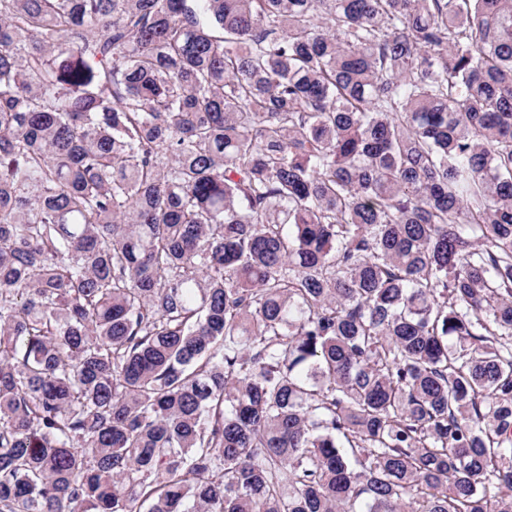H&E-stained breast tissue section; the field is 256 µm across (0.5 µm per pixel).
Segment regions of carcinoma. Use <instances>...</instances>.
Listing matches in <instances>:
<instances>
[{
  "instance_id": "obj_1",
  "label": "carcinoma",
  "mask_w": 512,
  "mask_h": 512,
  "mask_svg": "<svg viewBox=\"0 0 512 512\" xmlns=\"http://www.w3.org/2000/svg\"><path fill=\"white\" fill-rule=\"evenodd\" d=\"M0 512H512V0H0Z\"/></svg>"
}]
</instances>
